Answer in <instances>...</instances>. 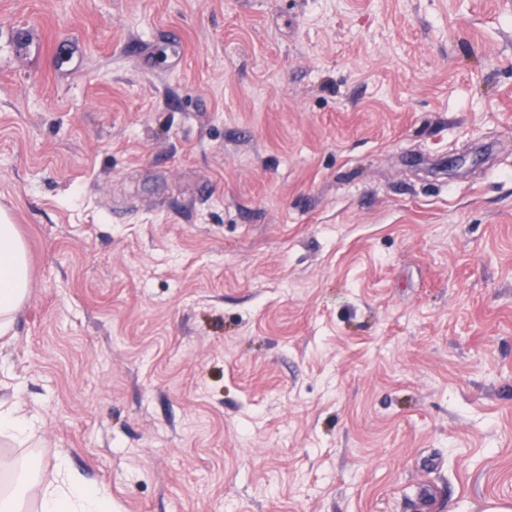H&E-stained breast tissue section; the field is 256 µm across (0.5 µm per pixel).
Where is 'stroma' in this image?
I'll return each mask as SVG.
<instances>
[{"mask_svg":"<svg viewBox=\"0 0 512 512\" xmlns=\"http://www.w3.org/2000/svg\"><path fill=\"white\" fill-rule=\"evenodd\" d=\"M0 208L1 462L112 512H512V0H0ZM30 273L26 245L16 224L0 212V337L12 327L14 315L27 297ZM34 426L35 418L21 412L18 405L5 406L0 403V434L22 441Z\"/></svg>","mask_w":512,"mask_h":512,"instance_id":"stroma-1","label":"stroma"}]
</instances>
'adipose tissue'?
Returning <instances> with one entry per match:
<instances>
[{
	"label": "adipose tissue",
	"instance_id": "obj_1",
	"mask_svg": "<svg viewBox=\"0 0 512 512\" xmlns=\"http://www.w3.org/2000/svg\"><path fill=\"white\" fill-rule=\"evenodd\" d=\"M30 288L26 245L16 224L0 212V335L12 327L14 315ZM38 512H112V501L100 491L84 487L59 461L51 481L42 484Z\"/></svg>",
	"mask_w": 512,
	"mask_h": 512
}]
</instances>
